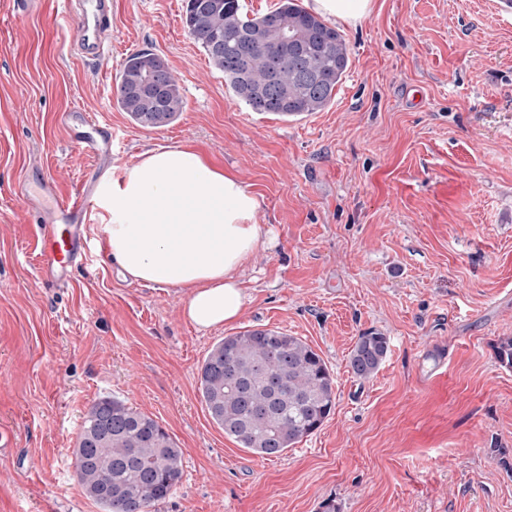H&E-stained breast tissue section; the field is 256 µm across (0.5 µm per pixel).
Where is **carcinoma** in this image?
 <instances>
[{"instance_id":"carcinoma-1","label":"carcinoma","mask_w":512,"mask_h":512,"mask_svg":"<svg viewBox=\"0 0 512 512\" xmlns=\"http://www.w3.org/2000/svg\"><path fill=\"white\" fill-rule=\"evenodd\" d=\"M189 35L224 74L251 112L298 118L324 110L349 66L344 36L297 0H280L249 17L239 0H185ZM119 109L143 128L171 124L185 102L166 61L149 49L126 56L116 78ZM389 350L368 331L349 353L352 374L369 380ZM512 368V337L494 346ZM200 391L212 420L253 453L278 457L317 431L335 406V382L324 359L304 340L278 328L226 336L200 368ZM84 493L106 512H149L182 476L183 451L148 415L104 398L85 416L74 449Z\"/></svg>"}]
</instances>
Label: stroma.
Segmentation results:
<instances>
[{"label": "stroma", "mask_w": 512, "mask_h": 512, "mask_svg": "<svg viewBox=\"0 0 512 512\" xmlns=\"http://www.w3.org/2000/svg\"><path fill=\"white\" fill-rule=\"evenodd\" d=\"M504 0H374L339 23L350 65L331 103L300 120L250 112L184 28V0H114L112 61L69 51L50 0H0V512H102L74 448L112 397L158 421L183 451L174 493L150 512H512V15ZM152 48L186 104L137 126L115 102L132 50ZM420 89L425 105L407 100ZM78 106L117 133L114 173L189 142L258 200V246L232 324L198 330L187 295L125 279L98 254L46 287L15 188L46 174L71 194L91 162L58 115ZM278 328L336 381L322 427L278 457L241 447L210 417L199 371L220 339ZM375 330L378 373L348 357ZM440 370H433L437 359ZM388 350L387 336L376 331L365 332L358 337L349 353L348 367L355 377L371 379L384 363Z\"/></svg>", "instance_id": "1"}]
</instances>
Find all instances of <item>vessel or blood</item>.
Here are the masks:
<instances>
[{
  "label": "vessel or blood",
  "mask_w": 512,
  "mask_h": 512,
  "mask_svg": "<svg viewBox=\"0 0 512 512\" xmlns=\"http://www.w3.org/2000/svg\"><path fill=\"white\" fill-rule=\"evenodd\" d=\"M66 16L77 28L70 42L73 54L89 64L112 59V0H62ZM60 121L75 146L94 168L112 164V127L83 108L61 113ZM39 234L35 241L36 265L41 279L50 286L68 287L75 270L89 257L86 226L96 205V185L82 180L74 195L58 196L56 184L41 179L36 189L20 184Z\"/></svg>",
  "instance_id": "obj_1"
}]
</instances>
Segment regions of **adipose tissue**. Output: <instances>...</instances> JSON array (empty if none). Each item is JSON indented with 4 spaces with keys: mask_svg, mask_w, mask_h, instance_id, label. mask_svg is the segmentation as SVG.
Here are the masks:
<instances>
[{
    "mask_svg": "<svg viewBox=\"0 0 512 512\" xmlns=\"http://www.w3.org/2000/svg\"><path fill=\"white\" fill-rule=\"evenodd\" d=\"M97 205L124 277L185 289V314L201 330L240 315L239 272L268 237L257 198L234 175L188 145L151 149L121 177H102Z\"/></svg>",
    "mask_w": 512,
    "mask_h": 512,
    "instance_id": "adipose-tissue-1",
    "label": "adipose tissue"
}]
</instances>
